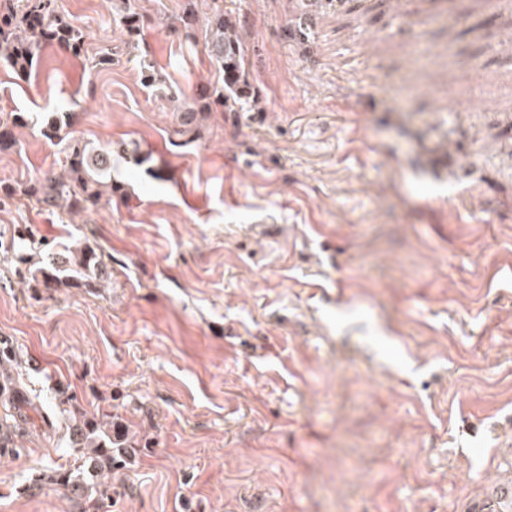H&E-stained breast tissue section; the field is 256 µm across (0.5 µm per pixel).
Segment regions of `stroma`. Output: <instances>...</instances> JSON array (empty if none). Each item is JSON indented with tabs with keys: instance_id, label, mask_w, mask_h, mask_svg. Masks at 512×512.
Returning a JSON list of instances; mask_svg holds the SVG:
<instances>
[{
	"instance_id": "obj_1",
	"label": "stroma",
	"mask_w": 512,
	"mask_h": 512,
	"mask_svg": "<svg viewBox=\"0 0 512 512\" xmlns=\"http://www.w3.org/2000/svg\"><path fill=\"white\" fill-rule=\"evenodd\" d=\"M247 44L250 98L201 112L184 143L140 59L195 107L219 82L183 0H55L86 56L47 47L0 68L25 123L0 187L61 170L41 128L130 159L122 192L68 223L0 198V342L41 415L0 455V512H83L29 489L77 469L57 384L141 448L108 512H468L512 477V8L499 0H222ZM32 228L90 244L102 288H34L8 259Z\"/></svg>"
}]
</instances>
